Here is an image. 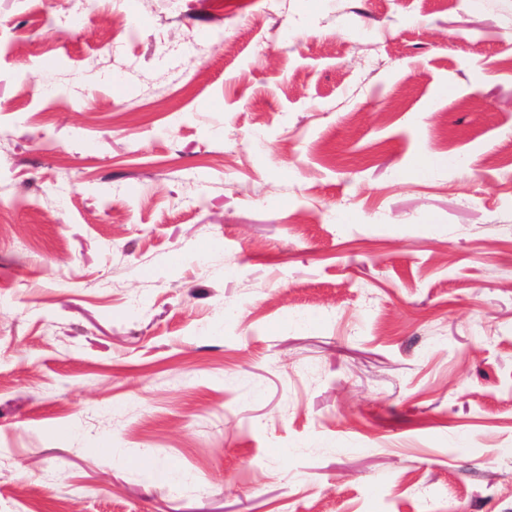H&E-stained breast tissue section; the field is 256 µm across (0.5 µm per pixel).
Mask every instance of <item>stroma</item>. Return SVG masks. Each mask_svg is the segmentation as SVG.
<instances>
[{"instance_id":"stroma-1","label":"stroma","mask_w":512,"mask_h":512,"mask_svg":"<svg viewBox=\"0 0 512 512\" xmlns=\"http://www.w3.org/2000/svg\"><path fill=\"white\" fill-rule=\"evenodd\" d=\"M0 212V512H512V0H0Z\"/></svg>"}]
</instances>
